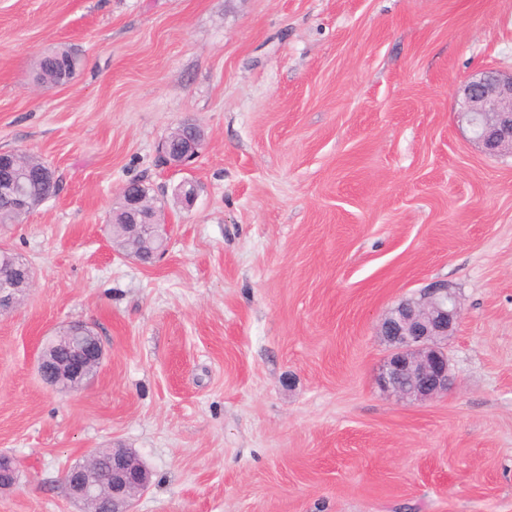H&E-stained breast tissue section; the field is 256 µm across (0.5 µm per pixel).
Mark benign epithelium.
Segmentation results:
<instances>
[{
	"mask_svg": "<svg viewBox=\"0 0 512 512\" xmlns=\"http://www.w3.org/2000/svg\"><path fill=\"white\" fill-rule=\"evenodd\" d=\"M457 117L467 127L472 141L488 154L512 153V70L488 67L466 79L458 90ZM185 156L199 153L202 138L195 124H188ZM144 197L135 192L125 196L131 237L139 235L144 223ZM460 305L448 285L435 283L419 296L406 297L392 307L380 325V335L390 353L379 369V386L406 401L432 400L448 393L454 377L448 360V337L456 331ZM59 344L42 349L37 368L41 380L52 388L83 387L104 357L99 337L91 340L73 333L57 337ZM111 482L96 488L84 475L96 464L94 453L80 466L64 473V483L71 500L93 512H133V501L150 483V473L129 448L111 451Z\"/></svg>",
	"mask_w": 512,
	"mask_h": 512,
	"instance_id": "7a95c632",
	"label": "benign epithelium"
}]
</instances>
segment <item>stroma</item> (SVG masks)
Wrapping results in <instances>:
<instances>
[{
    "label": "stroma",
    "instance_id": "35a3bbf8",
    "mask_svg": "<svg viewBox=\"0 0 512 512\" xmlns=\"http://www.w3.org/2000/svg\"><path fill=\"white\" fill-rule=\"evenodd\" d=\"M60 47L80 64L44 87ZM486 67L512 0H0V150L61 183L0 224L34 272L0 311V512H81L64 472L118 447L136 512H512V156L456 114ZM188 119L198 157L160 165ZM132 181L172 229L150 264L107 233ZM434 282L455 386L411 403L379 325ZM74 320L105 358L60 391L36 359Z\"/></svg>",
    "mask_w": 512,
    "mask_h": 512
}]
</instances>
